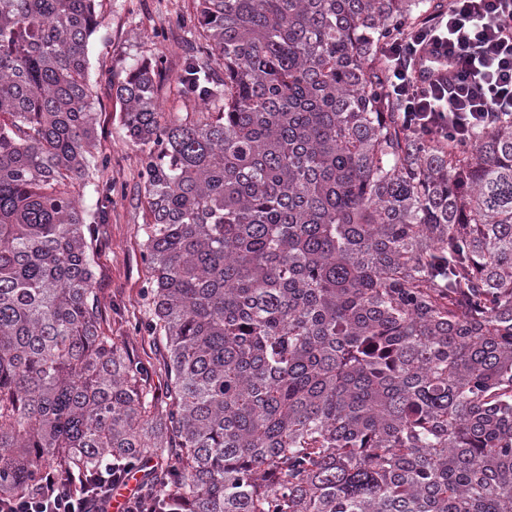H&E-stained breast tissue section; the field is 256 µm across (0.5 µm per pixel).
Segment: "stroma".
<instances>
[{"mask_svg":"<svg viewBox=\"0 0 512 512\" xmlns=\"http://www.w3.org/2000/svg\"><path fill=\"white\" fill-rule=\"evenodd\" d=\"M190 0H100L101 23L88 45L91 103L97 113L98 148L110 156L105 177L116 185L96 243L93 268L101 314L110 336L153 366L157 389L166 386L164 349L147 332L134 331L144 318L141 291L150 277L142 259L140 227L149 214L139 194V154L122 130L123 106L102 72L125 73L136 62L165 55L167 76L176 80L183 57L180 35L171 26Z\"/></svg>","mask_w":512,"mask_h":512,"instance_id":"35a3bbf8","label":"stroma"}]
</instances>
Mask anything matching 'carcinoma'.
<instances>
[{"label":"carcinoma","instance_id":"cac0c4a2","mask_svg":"<svg viewBox=\"0 0 512 512\" xmlns=\"http://www.w3.org/2000/svg\"><path fill=\"white\" fill-rule=\"evenodd\" d=\"M430 6L192 0L191 112L162 56L105 74L160 395L99 322L96 0H0V497L156 461L155 512H512V117L403 130L378 56Z\"/></svg>","mask_w":512,"mask_h":512}]
</instances>
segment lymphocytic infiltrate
Returning <instances> with one entry per match:
<instances>
[{
    "label": "lymphocytic infiltrate",
    "instance_id": "1",
    "mask_svg": "<svg viewBox=\"0 0 512 512\" xmlns=\"http://www.w3.org/2000/svg\"><path fill=\"white\" fill-rule=\"evenodd\" d=\"M382 59L404 131L468 145L475 128L512 115V0H438L384 42ZM77 483L46 475L37 494L0 498V512H109L111 478Z\"/></svg>",
    "mask_w": 512,
    "mask_h": 512
}]
</instances>
